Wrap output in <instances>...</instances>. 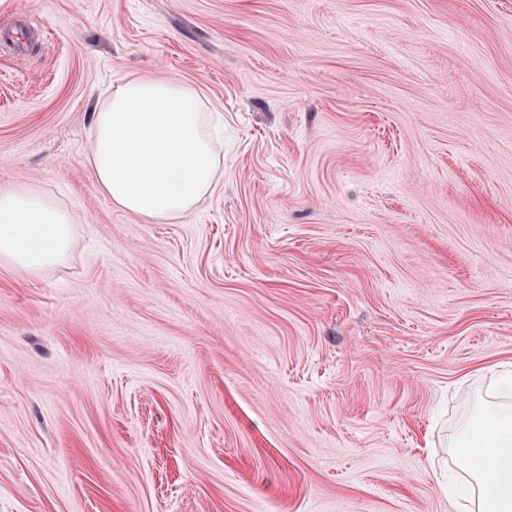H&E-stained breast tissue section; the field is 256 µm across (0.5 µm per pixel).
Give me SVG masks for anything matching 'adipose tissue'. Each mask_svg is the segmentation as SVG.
<instances>
[{"mask_svg":"<svg viewBox=\"0 0 512 512\" xmlns=\"http://www.w3.org/2000/svg\"><path fill=\"white\" fill-rule=\"evenodd\" d=\"M208 101L192 85L130 78L94 114L86 161L119 208L167 223L215 192L221 159ZM73 214L0 184V267L37 277L68 257ZM470 488L463 512H512V370L492 371L472 426L453 442Z\"/></svg>","mask_w":512,"mask_h":512,"instance_id":"ef3b65f1","label":"adipose tissue"}]
</instances>
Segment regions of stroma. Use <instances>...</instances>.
I'll return each mask as SVG.
<instances>
[{
	"mask_svg": "<svg viewBox=\"0 0 512 512\" xmlns=\"http://www.w3.org/2000/svg\"><path fill=\"white\" fill-rule=\"evenodd\" d=\"M132 76L223 122L176 223L85 160ZM1 182L77 229L0 268V512H458L512 365V0H0Z\"/></svg>",
	"mask_w": 512,
	"mask_h": 512,
	"instance_id": "stroma-1",
	"label": "stroma"
}]
</instances>
